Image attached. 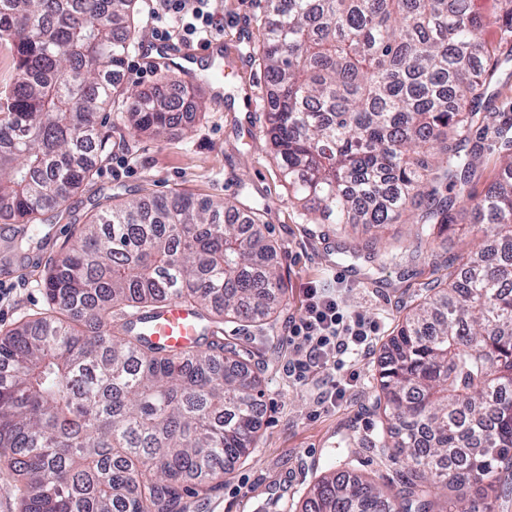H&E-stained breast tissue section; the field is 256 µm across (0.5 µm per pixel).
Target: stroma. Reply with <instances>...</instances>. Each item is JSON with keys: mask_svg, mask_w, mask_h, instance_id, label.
<instances>
[{"mask_svg": "<svg viewBox=\"0 0 512 512\" xmlns=\"http://www.w3.org/2000/svg\"><path fill=\"white\" fill-rule=\"evenodd\" d=\"M483 17L484 39L497 49L498 69L489 93L503 120L512 119V24L499 14L495 0H469ZM224 23L221 90L210 79L192 85L199 104L188 134L155 138L137 132L127 115L128 96L150 91L177 70L149 69L129 50L125 79L100 115L99 130L108 141L93 155L94 174L65 204L49 212L46 239L0 274L7 293L0 300V328L17 325L47 307L43 278L62 252L77 224L113 193L148 187L154 194L186 192L202 201L230 200L260 210L264 236L276 252L273 262L288 284L286 301L274 330L259 339L254 329L230 325L228 336L245 346L261 344L249 368L261 379L257 447L225 475L222 487L196 489L182 498L184 512H300L310 488L329 468H346L395 491L407 474L403 458L374 446L379 412L374 399L383 347L396 333L410 305L433 279L430 258L415 251L413 228L387 224L369 228L316 224L305 217L303 202L282 179L266 137L268 87L260 61L266 23L264 0H219ZM481 164L472 182L482 191L494 177L507 150L495 132L472 135ZM403 251L391 264L370 261L371 251L395 244ZM316 286L335 297L349 315L362 316L373 338L370 350L344 354L338 367L297 381L288 373L294 356L291 331L305 304V290ZM346 383L336 402L328 396L333 381Z\"/></svg>", "mask_w": 512, "mask_h": 512, "instance_id": "obj_1", "label": "stroma"}]
</instances>
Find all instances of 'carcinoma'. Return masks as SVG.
I'll list each match as a JSON object with an SVG mask.
<instances>
[{
    "label": "carcinoma",
    "mask_w": 512,
    "mask_h": 512,
    "mask_svg": "<svg viewBox=\"0 0 512 512\" xmlns=\"http://www.w3.org/2000/svg\"><path fill=\"white\" fill-rule=\"evenodd\" d=\"M137 0H0V47L19 78L0 96V213L29 229L93 175L100 112L134 44ZM260 55L280 170L318 224L417 225L433 253L455 210L487 217L491 248L448 264L384 350L377 442L407 462L388 494L329 470L301 512H494L512 470V154L481 195L472 132L498 131L496 67L468 0H265ZM172 79L130 93L137 131L185 126ZM445 187L453 192L446 196ZM260 214L147 188L92 210L44 278L49 310L0 330V463L22 512H180L186 483L215 488L256 448L261 380L220 324L270 329L288 288ZM168 299L205 327L181 357L142 320Z\"/></svg>",
    "instance_id": "carcinoma-1"
}]
</instances>
